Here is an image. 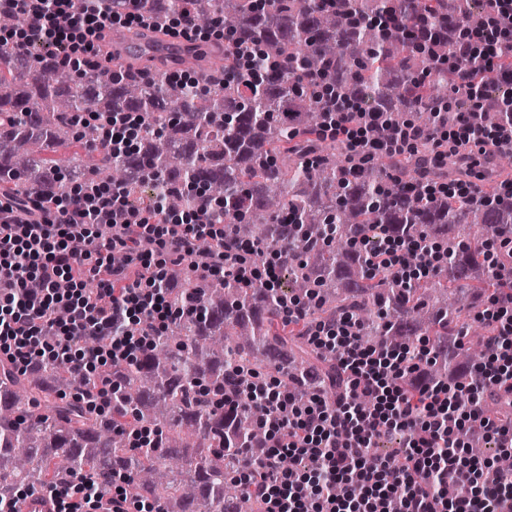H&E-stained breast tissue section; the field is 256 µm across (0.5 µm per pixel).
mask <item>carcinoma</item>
<instances>
[{
	"label": "carcinoma",
	"instance_id": "cac0c4a2",
	"mask_svg": "<svg viewBox=\"0 0 512 512\" xmlns=\"http://www.w3.org/2000/svg\"><path fill=\"white\" fill-rule=\"evenodd\" d=\"M431 6L438 16L484 24L482 0H350L336 9L323 0H137L135 8L155 30L189 16L199 27L215 20L234 35L237 50L199 67L192 82L156 70L170 56L159 40L139 41L122 59L118 82L98 71L79 75L37 36L28 57L0 54V182L66 197L74 180L90 186L120 184L132 205L152 206L166 196L174 212L219 206L235 238L261 248H288L282 266L286 288H246L227 277L212 283L195 271V253L166 272L171 303L182 315L155 337L139 362L101 368L112 384L107 415L60 394L78 386L59 365L17 370L0 366V499L25 484L43 488L78 474L102 485L121 473L130 499H151L164 512H254L230 460L259 461L268 452L265 410L252 403V376L281 375L296 401L339 396L345 380L331 353L307 350V339L280 326L281 307L292 297L310 304L322 322L353 317L370 347L411 348L419 332L436 336L432 379L448 377L446 359L473 367L484 355L489 323L472 324L485 290L469 287L476 264L471 242L493 234L512 238V208L479 200L420 198L430 158H352L320 135L328 101L308 92L328 84L344 102L362 99L387 113L393 127L417 113L420 126H453L462 113L443 109L459 91L457 73L435 61L455 56L440 34L425 46L413 42L415 24ZM255 51L251 66L261 78L237 71V54ZM484 105L483 124L512 123L499 96L497 75L473 64ZM138 113L141 135L131 151L90 156L88 164L59 166L47 154L76 141L89 146L117 114ZM282 151L274 163L269 155ZM407 241L445 244L448 285H401L371 268L386 230ZM468 337L448 350L445 341ZM237 389L224 408V392ZM131 417L158 430L134 448L115 421ZM489 441L477 426L468 434L476 456Z\"/></svg>",
	"mask_w": 512,
	"mask_h": 512
}]
</instances>
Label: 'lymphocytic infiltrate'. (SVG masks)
Returning <instances> with one entry per match:
<instances>
[{
  "instance_id": "f902f5d3",
  "label": "lymphocytic infiltrate",
  "mask_w": 512,
  "mask_h": 512,
  "mask_svg": "<svg viewBox=\"0 0 512 512\" xmlns=\"http://www.w3.org/2000/svg\"><path fill=\"white\" fill-rule=\"evenodd\" d=\"M485 2L482 29L444 19L438 25L459 47L455 61L463 79L471 77L470 63L492 67L508 61L500 90L512 99V0ZM0 11L26 15L30 32L41 33L77 66L95 69L99 30L144 23L132 10L92 11L78 18L69 14L66 0H0ZM466 92L472 107L452 127L425 130L411 121L396 130L372 112L368 119L382 125L383 138L367 141L354 119L360 106L353 103L336 109L323 135L345 138L352 155L406 157L444 142L470 166L479 157L512 153V129L483 126L476 88ZM201 237L211 243L198 257L202 275L276 287L283 250L251 263L255 246L234 241L226 224L197 212L134 208L120 186L95 190L79 184L64 198L0 196V362L19 370L36 363L62 365L74 378L89 381L81 395L85 405L107 409L110 388L93 384L96 370L150 354L154 336L177 315L165 287L166 268ZM116 252L127 254L125 265H113ZM378 262L402 278L429 275L444 258L435 244L391 237ZM61 279L70 284L64 294L56 289ZM479 316L494 324L496 333L478 368L483 382L475 386L454 378L429 381L427 352L362 347L356 321L314 323L308 305L289 301L284 326L303 331L318 349L340 352L347 394L333 403L315 396L300 404L282 381L256 382L253 398L268 409L264 425L271 450L235 476L259 502L260 512H512V473L498 472L495 458L472 457L466 444L478 420L499 454H512V417L488 418L481 407L489 391L512 405V295H490ZM388 436L404 443L400 465L377 451ZM286 454L295 459L288 470L281 465ZM44 496L55 512H159L150 502H130L117 483L80 482L71 499L57 483Z\"/></svg>"
}]
</instances>
